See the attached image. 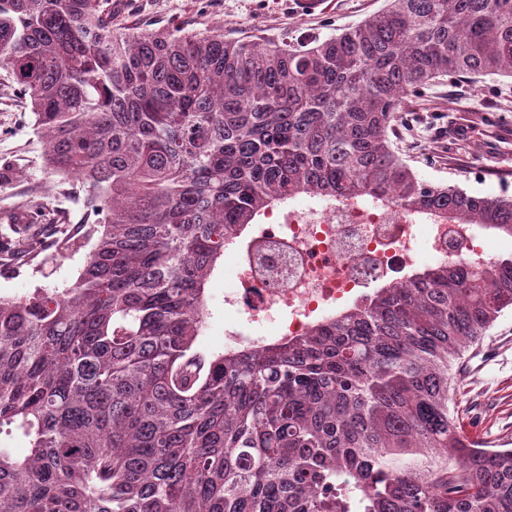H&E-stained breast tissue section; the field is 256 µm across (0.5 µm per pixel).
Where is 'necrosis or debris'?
Returning <instances> with one entry per match:
<instances>
[{"label": "necrosis or debris", "instance_id": "1", "mask_svg": "<svg viewBox=\"0 0 512 512\" xmlns=\"http://www.w3.org/2000/svg\"><path fill=\"white\" fill-rule=\"evenodd\" d=\"M488 240L483 225L434 222L371 198L311 196L269 212L231 251L236 286L224 293V313L243 326L227 332L224 347L259 352L305 335L363 290L408 285L423 254L491 259Z\"/></svg>", "mask_w": 512, "mask_h": 512}]
</instances>
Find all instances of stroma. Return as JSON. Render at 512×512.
Returning a JSON list of instances; mask_svg holds the SVG:
<instances>
[{
    "label": "stroma",
    "mask_w": 512,
    "mask_h": 512,
    "mask_svg": "<svg viewBox=\"0 0 512 512\" xmlns=\"http://www.w3.org/2000/svg\"><path fill=\"white\" fill-rule=\"evenodd\" d=\"M385 0H326L315 15L292 0H126L116 27L191 33L223 30L230 39H326L382 9ZM391 136L398 154L424 180L456 185L476 196L512 195V79L443 78L408 97ZM41 210L44 228L30 250L0 248V295L75 282L93 242L82 196L71 180L50 174L27 99L0 75V214ZM223 267L206 285L207 319L195 349L224 351ZM456 405L464 430L498 448H512V310L498 317L482 349L460 368Z\"/></svg>",
    "instance_id": "stroma-1"
}]
</instances>
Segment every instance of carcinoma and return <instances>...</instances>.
Returning <instances> with one entry per match:
<instances>
[{
	"mask_svg": "<svg viewBox=\"0 0 512 512\" xmlns=\"http://www.w3.org/2000/svg\"><path fill=\"white\" fill-rule=\"evenodd\" d=\"M0 68L96 237L72 285L0 296V434L29 448L0 445V512H512V448L464 434L453 372L512 309V253L418 270L261 356L194 350L224 243L298 196L512 237V196L428 182L390 139L439 78H512V0H386L262 43L0 0Z\"/></svg>",
	"mask_w": 512,
	"mask_h": 512,
	"instance_id": "1",
	"label": "carcinoma"
}]
</instances>
